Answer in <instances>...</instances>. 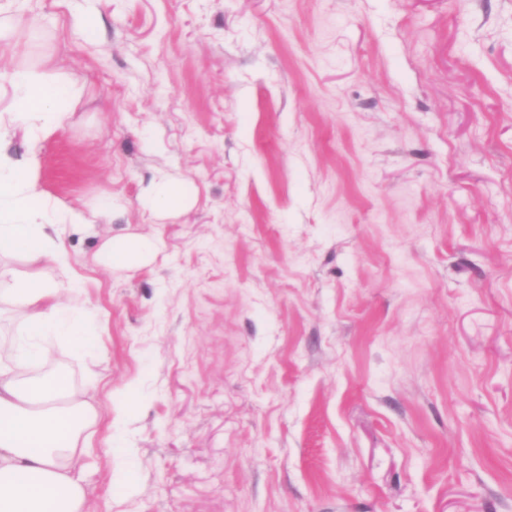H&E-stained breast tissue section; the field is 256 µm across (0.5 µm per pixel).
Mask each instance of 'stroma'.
I'll return each instance as SVG.
<instances>
[{
    "label": "stroma",
    "mask_w": 512,
    "mask_h": 512,
    "mask_svg": "<svg viewBox=\"0 0 512 512\" xmlns=\"http://www.w3.org/2000/svg\"><path fill=\"white\" fill-rule=\"evenodd\" d=\"M9 15L0 56L80 91L38 189L112 198L63 231L98 345L53 341L99 415L86 512H512V0ZM128 233L150 263L95 262ZM191 200L179 180L160 177L153 182L145 205L157 215L173 214L186 209Z\"/></svg>",
    "instance_id": "1"
}]
</instances>
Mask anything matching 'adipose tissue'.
<instances>
[{
  "mask_svg": "<svg viewBox=\"0 0 512 512\" xmlns=\"http://www.w3.org/2000/svg\"><path fill=\"white\" fill-rule=\"evenodd\" d=\"M3 80L11 85L12 103L0 113V127L23 131L28 147L16 158L0 148V259L22 255L62 277L0 269V300L24 310L27 329L21 364L0 365V512H84L82 435L94 419L93 408L74 391L66 372L25 374L29 366L51 362L48 337H64L79 351L96 345L85 321L87 310L78 301L81 290L67 278V254L58 245L61 225H80L87 218L80 211H60L34 181L41 164L38 138L68 124L75 91L44 70L0 68ZM190 202L180 181L161 177L145 205L163 215L180 212ZM157 250V239L127 234L108 239L100 260L134 271Z\"/></svg>",
  "mask_w": 512,
  "mask_h": 512,
  "instance_id": "ef3b65f1",
  "label": "adipose tissue"
}]
</instances>
